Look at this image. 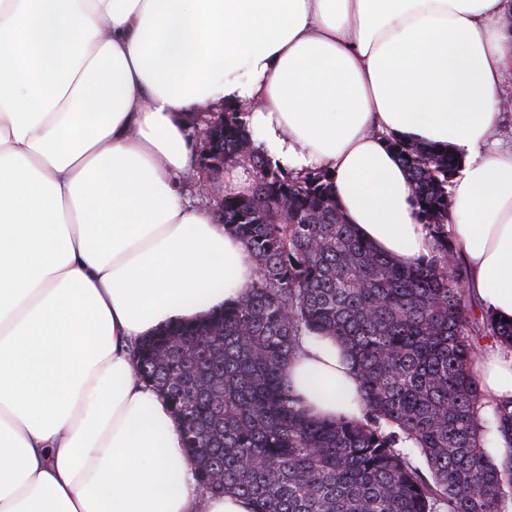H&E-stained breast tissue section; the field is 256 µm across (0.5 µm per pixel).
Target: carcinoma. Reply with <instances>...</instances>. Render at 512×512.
Listing matches in <instances>:
<instances>
[{
    "mask_svg": "<svg viewBox=\"0 0 512 512\" xmlns=\"http://www.w3.org/2000/svg\"><path fill=\"white\" fill-rule=\"evenodd\" d=\"M219 118L224 162L245 156L253 176L249 194L222 198L220 219L257 278L213 319L146 337L133 355L181 418L199 485L250 498L257 512H512V401L485 418L470 374L481 339L512 346V321L469 320L466 271L448 267L460 158L391 140L436 240L407 267L347 223L327 174L290 176L252 149L242 113ZM303 336L344 346L363 383L361 418L321 421L301 408L285 371ZM490 433L505 448L498 463Z\"/></svg>",
    "mask_w": 512,
    "mask_h": 512,
    "instance_id": "cac0c4a2",
    "label": "carcinoma"
}]
</instances>
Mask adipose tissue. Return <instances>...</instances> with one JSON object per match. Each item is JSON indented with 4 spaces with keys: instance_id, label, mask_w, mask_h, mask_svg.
<instances>
[{
    "instance_id": "ef3b65f1",
    "label": "adipose tissue",
    "mask_w": 512,
    "mask_h": 512,
    "mask_svg": "<svg viewBox=\"0 0 512 512\" xmlns=\"http://www.w3.org/2000/svg\"><path fill=\"white\" fill-rule=\"evenodd\" d=\"M512 0H0V512H255L198 485L133 348L237 303L245 245L181 176L200 104L318 169L357 233L406 266L435 241L389 138L451 149L449 236L467 286L512 320ZM471 373L512 399V349ZM288 383L318 420L356 418L344 347L305 336Z\"/></svg>"
}]
</instances>
